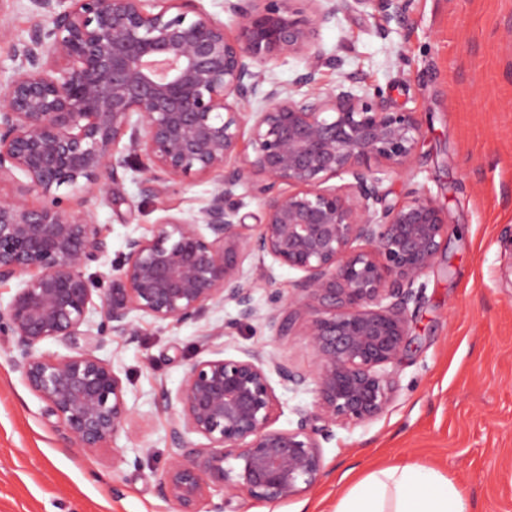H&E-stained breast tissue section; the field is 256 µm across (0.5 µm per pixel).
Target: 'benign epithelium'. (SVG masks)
Returning a JSON list of instances; mask_svg holds the SVG:
<instances>
[{
    "mask_svg": "<svg viewBox=\"0 0 512 512\" xmlns=\"http://www.w3.org/2000/svg\"><path fill=\"white\" fill-rule=\"evenodd\" d=\"M226 2L232 37L197 0H30L44 23L28 38L0 24L14 62L0 91V184L15 185L0 195V283L19 281L0 305V332L16 337L11 361L70 446L97 451L131 420L121 377L91 341L108 331L136 339L133 312L200 322L232 303L237 317L205 343L264 321L277 336L305 337L314 352L308 373L258 348L188 365L175 398L165 396V407L174 400L179 409L159 482L178 512H222L235 498L285 502L321 481L329 427L366 423L390 403L409 303L448 231V210L429 194L388 203L382 188L413 165L415 113L342 83L318 86L319 29L347 0ZM353 2L388 22L405 17L404 0ZM290 56L307 61L294 82L305 93L267 74ZM131 160L157 199L190 174L224 177L198 214L164 216L152 237H127L118 273L98 288L85 269L107 252L106 235L65 198L103 193L102 176L117 181ZM245 184L263 206L256 235L240 216ZM31 192L44 201L30 204ZM249 259L257 264L246 272ZM276 266L301 276L292 296L272 295L263 313L254 293ZM48 340L70 354L39 352ZM273 374L296 390L313 386V409L294 408L293 428L274 427L282 406Z\"/></svg>",
    "mask_w": 512,
    "mask_h": 512,
    "instance_id": "7a95c632",
    "label": "benign epithelium"
}]
</instances>
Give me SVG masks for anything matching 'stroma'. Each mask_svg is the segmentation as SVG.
Instances as JSON below:
<instances>
[{
    "label": "stroma",
    "instance_id": "obj_1",
    "mask_svg": "<svg viewBox=\"0 0 512 512\" xmlns=\"http://www.w3.org/2000/svg\"><path fill=\"white\" fill-rule=\"evenodd\" d=\"M322 88L356 76L360 95L381 94L422 126L409 174L384 183L388 201L410 189L448 210V232L425 288L409 306L407 347L393 367L396 392L376 420L336 425L323 443L325 475L310 492L279 504L237 499L234 512H335L369 471L416 463L439 471L474 512H512V0H409L405 22L385 23L356 7L319 30ZM110 198L72 193L70 206L103 228L107 254L86 273L109 284L127 237H151L165 215L198 213L214 179L193 175L160 200L142 175L118 171ZM231 304L197 323L136 317V340L109 332L96 353L111 362L134 411L128 433L85 453L68 447L44 402L10 362L0 334V512H176L159 478L168 461L170 414L189 361L214 351L261 348L307 372L303 337L274 336L263 323L214 343L205 331L236 317Z\"/></svg>",
    "mask_w": 512,
    "mask_h": 512
}]
</instances>
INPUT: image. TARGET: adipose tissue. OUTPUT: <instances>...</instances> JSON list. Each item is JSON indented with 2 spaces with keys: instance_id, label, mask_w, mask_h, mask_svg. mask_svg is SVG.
I'll return each instance as SVG.
<instances>
[{
  "instance_id": "1",
  "label": "adipose tissue",
  "mask_w": 512,
  "mask_h": 512,
  "mask_svg": "<svg viewBox=\"0 0 512 512\" xmlns=\"http://www.w3.org/2000/svg\"><path fill=\"white\" fill-rule=\"evenodd\" d=\"M336 512H472L448 478L416 464L370 472L338 501Z\"/></svg>"
}]
</instances>
